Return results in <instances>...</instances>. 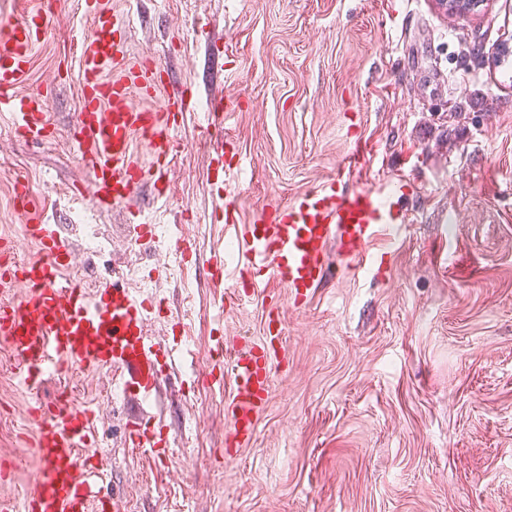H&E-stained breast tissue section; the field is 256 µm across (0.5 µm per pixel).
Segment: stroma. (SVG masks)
<instances>
[{
	"label": "stroma",
	"mask_w": 512,
	"mask_h": 512,
	"mask_svg": "<svg viewBox=\"0 0 512 512\" xmlns=\"http://www.w3.org/2000/svg\"><path fill=\"white\" fill-rule=\"evenodd\" d=\"M103 3L124 19L126 62L159 67L156 90L135 102L176 90L190 102L176 115L171 182L154 183L137 138L146 177L129 204L76 197L91 174L72 138L82 96L70 45L92 20L81 0H61L18 85L43 94L52 138L26 139L0 112V239H21L16 191L28 185L30 212L70 239L74 275L140 287L161 304L152 338L186 354L142 403L112 372L80 365L34 396L0 338V493L30 491L43 467L30 408L62 388L107 412L96 467L123 512H512V0L463 18L433 0ZM219 98L233 109L216 131L205 115ZM220 152L245 160L227 186L209 175ZM354 153L348 187L400 198V224L371 246L380 267L354 272L329 251L331 274L300 309L268 278L236 287L245 225L335 180ZM139 219L154 238H137ZM276 313L283 360L254 438L225 456L233 379L214 382L215 351L262 345ZM142 418L173 436L165 454L127 446Z\"/></svg>",
	"instance_id": "35a3bbf8"
}]
</instances>
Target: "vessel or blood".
Returning <instances> with one entry per match:
<instances>
[{
  "mask_svg": "<svg viewBox=\"0 0 512 512\" xmlns=\"http://www.w3.org/2000/svg\"><path fill=\"white\" fill-rule=\"evenodd\" d=\"M88 11L92 36L75 44L83 80L77 135L87 146L82 160L91 173L87 196L97 205L125 204L143 180L131 159L134 136L144 137L159 160L154 181L169 182L170 160L178 149L170 117L184 102L171 95L152 111L131 102L129 85L146 91L154 87L158 71L154 65L128 68L120 80H103L102 65L123 60L117 37L120 24L96 6ZM48 29L47 15H29L11 26L7 43L0 45V111L12 112L17 130L36 142L52 136L43 118L42 99L16 94L15 87L28 64L29 46ZM395 210L391 193L378 188L343 191L335 182L314 187L247 225L241 235V257L247 267L266 271L299 307L312 299L328 276L329 247H336L355 269L365 268L371 243L389 229ZM24 239L36 246V256L24 261L16 274L0 268L1 282H21L17 299L0 303V337L21 357L23 386L38 391L48 367L80 364L114 371L128 396H152L178 351L150 340V300L121 283L105 282L90 289L65 277L62 260L72 250L57 225L39 221L25 225ZM281 333L280 320L270 318L263 345H236L215 361L219 368L230 365L233 374L225 405L230 420L226 440L231 446L242 447L255 434L257 417L269 396L272 365L282 352ZM33 415L37 424L33 448L44 467L22 505L1 497L0 512H122L119 500L97 491L94 472L87 466L100 410L76 407L61 391L52 403L36 405ZM128 443L154 454L172 445L170 436L140 421L132 423Z\"/></svg>",
  "mask_w": 512,
  "mask_h": 512,
  "instance_id": "b4317fda",
  "label": "vessel or blood"
}]
</instances>
